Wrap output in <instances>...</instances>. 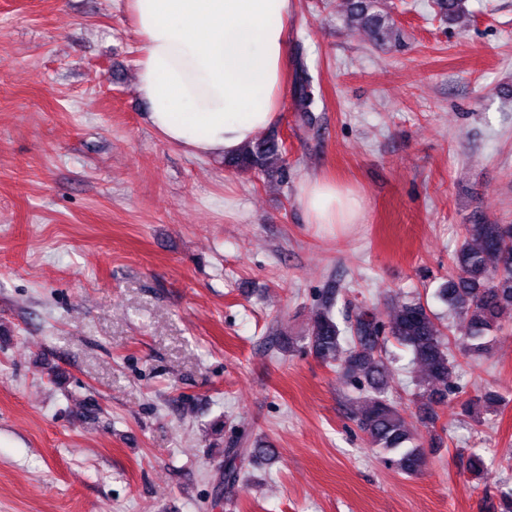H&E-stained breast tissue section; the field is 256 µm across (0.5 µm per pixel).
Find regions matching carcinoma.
Masks as SVG:
<instances>
[{
  "label": "carcinoma",
  "mask_w": 512,
  "mask_h": 512,
  "mask_svg": "<svg viewBox=\"0 0 512 512\" xmlns=\"http://www.w3.org/2000/svg\"><path fill=\"white\" fill-rule=\"evenodd\" d=\"M346 22L370 32L374 41L385 44L394 35L391 15L381 8V0H347ZM294 93L297 126L312 124L316 99L303 58L295 61ZM285 148L277 138L258 139L240 153L224 160L236 172L265 171L284 162ZM465 240L452 256L456 277L438 289V297L464 325L462 340L455 327H444L418 297L400 304L385 321L360 312L345 316L350 336L342 335L332 314L336 291L327 290L323 306L315 314L304 340L324 363L336 366L356 385L361 397L354 415L370 444L385 454L401 472L413 474L423 463L416 435L407 426L391 393L387 365L388 344H397L412 353V361L423 371L414 398L420 403L421 423L427 430L436 427L435 407L453 392L456 360L452 348L486 355L496 334L512 329V224H486L478 220L464 225ZM247 449L231 441L224 448L223 484L233 488L244 481L242 461Z\"/></svg>",
  "instance_id": "1"
}]
</instances>
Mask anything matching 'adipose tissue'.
Segmentation results:
<instances>
[{
	"mask_svg": "<svg viewBox=\"0 0 512 512\" xmlns=\"http://www.w3.org/2000/svg\"><path fill=\"white\" fill-rule=\"evenodd\" d=\"M141 40L136 90L160 139L196 158L237 154L280 120L293 0H126ZM309 223H358L359 197L316 176Z\"/></svg>",
	"mask_w": 512,
	"mask_h": 512,
	"instance_id": "adipose-tissue-1",
	"label": "adipose tissue"
}]
</instances>
